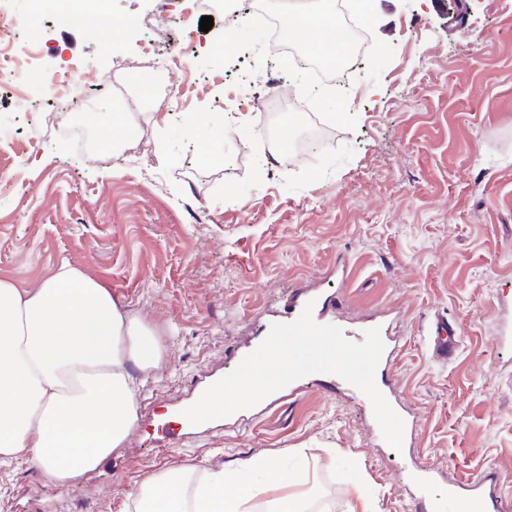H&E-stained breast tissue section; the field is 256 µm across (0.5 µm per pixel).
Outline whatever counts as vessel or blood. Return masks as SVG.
Instances as JSON below:
<instances>
[{
	"label": "vessel or blood",
	"instance_id": "vessel-or-blood-1",
	"mask_svg": "<svg viewBox=\"0 0 512 512\" xmlns=\"http://www.w3.org/2000/svg\"><path fill=\"white\" fill-rule=\"evenodd\" d=\"M312 305V317L320 324H332L340 327L347 340L364 335L371 328L379 329L384 343V352L375 371V384L385 398H392L393 389L387 378L386 370L398 348L396 339L390 334V320L381 315L371 318L364 324L353 327L345 324L342 317V297L329 294L318 288H297L288 296V306L278 317L279 322L295 320L305 305ZM429 351L435 362L445 364L452 361L460 349V334L447 318H436L429 330ZM435 479L432 468L424 467L416 471L413 486L417 512H440L441 503L433 496L430 486ZM447 495L449 499L467 504L480 503L485 512H512V502L505 500L498 490L496 471L487 468L474 474L467 481L449 480Z\"/></svg>",
	"mask_w": 512,
	"mask_h": 512
}]
</instances>
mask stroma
<instances>
[{
    "instance_id": "35a3bbf8",
    "label": "stroma",
    "mask_w": 512,
    "mask_h": 512,
    "mask_svg": "<svg viewBox=\"0 0 512 512\" xmlns=\"http://www.w3.org/2000/svg\"><path fill=\"white\" fill-rule=\"evenodd\" d=\"M183 0H111L122 29L43 23L37 71L69 69L102 82L138 63L186 58L180 94L137 98L136 87L98 95L83 120L99 126L125 104L141 152L118 147L104 162L46 135L37 115L14 119L16 96L0 87V278L31 288L69 262L105 282L125 310L161 333L164 361L140 376L139 419L123 448L85 481L55 487L34 466H0V512H134L140 484L162 470L233 465L269 455L302 471L323 512H415L417 466L449 478L496 468L512 499V0H377L374 35L395 53L378 80L366 66L347 73L359 92L355 129L286 106L295 133L320 128L323 148L301 167L263 148L268 115L241 111L262 85L239 83L235 67L200 68L226 27H181ZM236 109V128L224 118ZM205 115L221 162L203 158L190 135ZM346 258L343 285L326 280ZM342 288L347 318L393 308L401 350L395 393L419 418L413 447H377L361 396L306 394L258 413L250 426L211 424L167 448L163 415L189 401L208 373L228 374L229 346L254 342L256 317L284 310L291 288ZM463 334L456 361L436 364L426 327L435 315ZM363 490H356L354 480Z\"/></svg>"
}]
</instances>
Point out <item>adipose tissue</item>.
Masks as SVG:
<instances>
[{"mask_svg":"<svg viewBox=\"0 0 512 512\" xmlns=\"http://www.w3.org/2000/svg\"><path fill=\"white\" fill-rule=\"evenodd\" d=\"M162 358L156 329L69 263L32 288L1 278L0 464H37L57 486L82 480L124 444L133 375ZM302 483L263 455L200 475L168 470L142 484L138 512H311Z\"/></svg>","mask_w":512,"mask_h":512,"instance_id":"1","label":"adipose tissue"}]
</instances>
